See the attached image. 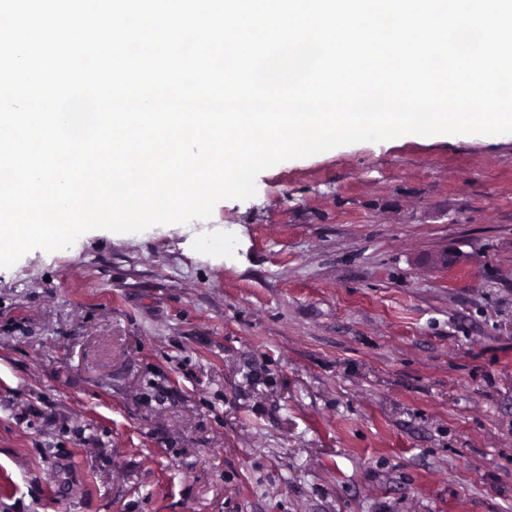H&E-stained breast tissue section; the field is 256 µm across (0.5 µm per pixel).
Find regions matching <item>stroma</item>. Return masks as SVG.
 <instances>
[{"mask_svg": "<svg viewBox=\"0 0 512 512\" xmlns=\"http://www.w3.org/2000/svg\"><path fill=\"white\" fill-rule=\"evenodd\" d=\"M256 188L0 269V512H512V134Z\"/></svg>", "mask_w": 512, "mask_h": 512, "instance_id": "stroma-1", "label": "stroma"}]
</instances>
